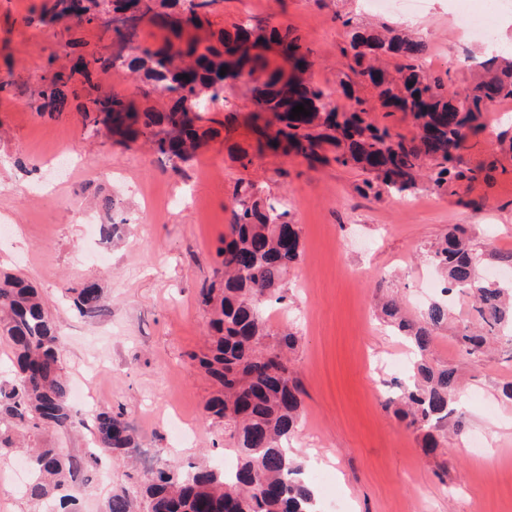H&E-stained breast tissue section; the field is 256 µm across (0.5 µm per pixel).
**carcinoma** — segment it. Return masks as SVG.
<instances>
[{
    "label": "carcinoma",
    "instance_id": "1",
    "mask_svg": "<svg viewBox=\"0 0 512 512\" xmlns=\"http://www.w3.org/2000/svg\"><path fill=\"white\" fill-rule=\"evenodd\" d=\"M89 2L85 12L73 13L70 0H55L53 17L89 26L104 14L125 10L131 2L142 5L144 13L160 17L166 16L162 9L183 4V20L167 22L171 36L156 47H143L135 56L93 54L80 63L89 104L84 109L86 127L92 132L105 128L133 143L142 139L174 165L193 157L206 138L229 133L234 120L226 115L222 120L210 118L203 125L200 115H189L186 96L174 86L181 78L177 69L188 59L196 64L188 90L195 104L224 99L214 89L216 81L224 79L221 68L248 72L259 107L250 116L257 153L360 168L369 174L363 180L365 187L377 192L411 190L422 176L438 190L459 179L477 178L483 168L463 166L461 151L483 129L485 116L495 104L512 101V54L479 63L484 70L481 78L450 97L440 79L416 65L426 51L423 41L367 33L352 18L343 19L342 25L351 30L349 48L342 49L346 77L361 80L373 74V61L381 55L396 59L399 80L388 78L375 86L381 106L386 109L393 104L417 126L438 128L433 141L419 136L408 139L386 124L374 123L367 100L352 95L346 82L330 90L295 81L287 57L308 56L312 50L289 26L268 21L255 25L247 20L232 32L212 31L203 7L216 0ZM116 67L141 72L144 79L170 93L167 109H139L124 96L101 95L92 75ZM70 79L61 71L47 79L41 90L45 111L52 113L63 106L59 86ZM343 95L350 103H341ZM299 104L310 115L290 118ZM266 112L281 123L273 135L259 125ZM217 254L223 287L200 293L201 304L210 308L209 347L190 358L216 386L207 411L224 424V443L237 463L230 471L191 465L152 469L112 492L105 512H227L231 502L236 503V512H319L315 488L289 447L302 413L303 389L288 358L297 337L274 332L266 313L272 298L283 299L285 279L302 258L300 235L292 228L287 203L263 195L251 182L238 183L232 222ZM430 260L444 278V292L466 289L473 297L479 330L457 336L456 347L469 359L478 360L485 352L487 334L512 330L509 287L479 277L483 253L472 247L461 227L444 237L431 251ZM69 292L75 294L79 313L95 317L105 311L95 283L85 282ZM382 311L420 353L411 383L401 387L389 403L406 427L423 434L425 447L434 449L445 438L457 388L455 369L428 356L435 331L448 320V304L434 301L416 319L404 315L394 300L386 301ZM0 338L9 343L15 365L12 381L0 387L2 457L16 452L13 433L18 429L66 433L82 423V418L70 402L62 336L53 318L33 283L7 272L0 273ZM93 429L97 451L84 457L64 455L57 448L30 449V475L22 496L38 507L48 508L57 501L61 508L78 512L80 494L88 482L84 473L99 466L100 453L138 447L135 430L121 412L97 413Z\"/></svg>",
    "mask_w": 512,
    "mask_h": 512
}]
</instances>
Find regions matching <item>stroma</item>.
Segmentation results:
<instances>
[{"mask_svg": "<svg viewBox=\"0 0 512 512\" xmlns=\"http://www.w3.org/2000/svg\"><path fill=\"white\" fill-rule=\"evenodd\" d=\"M52 0H0V269L41 291L64 338L71 385L82 386L83 426L46 431L31 445L81 456L93 445L91 424L103 410L124 412L138 451L109 461L110 482L87 486L82 512H101L112 487L128 475L191 461L221 465L224 427L205 404L212 382L188 355L206 348L208 313L201 289L220 280L216 249L231 222L236 183L255 182L283 199L298 225L302 261L285 281L287 300L274 305V329L290 328V352L305 395L293 446L318 492L319 512H512V342L489 337L480 361L461 356L456 336L474 326L465 292L443 296L428 247L465 226L482 251L484 278L512 283V103L499 104L463 150L466 166L491 163L477 179L450 190L428 183L397 193L364 189V173L265 154L241 166L215 138L188 162L172 164L140 144L125 146L92 135L80 100L66 96L60 112L42 108L49 71L79 56L108 54L99 27L43 23ZM498 0H424L414 18L370 11L366 0H218L211 20L228 28L274 16L301 35L313 55L308 78L336 87L349 31L339 16L396 27L423 40L430 73L447 93L474 80L477 62L512 46V9ZM489 12L494 45L461 35L453 19L461 6ZM102 86L143 106L163 109L161 91L142 95L125 69L98 77ZM70 155L71 172L55 160ZM114 211H105L104 198ZM126 218L110 238L102 227ZM95 281L109 308L80 314L67 288ZM398 297L409 316L448 302L432 355L453 366L464 426L435 451L400 422L389 397L408 368L374 371L373 361L410 355L380 316L381 298Z\"/></svg>", "mask_w": 512, "mask_h": 512, "instance_id": "35a3bbf8", "label": "stroma"}]
</instances>
